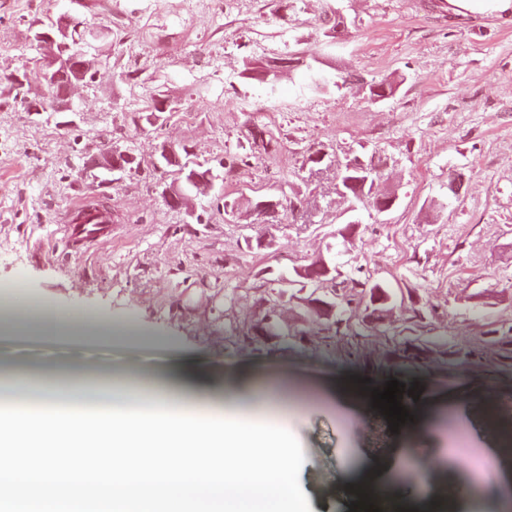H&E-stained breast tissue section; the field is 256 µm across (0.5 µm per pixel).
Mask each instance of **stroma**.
Masks as SVG:
<instances>
[{"label":"stroma","mask_w":512,"mask_h":512,"mask_svg":"<svg viewBox=\"0 0 512 512\" xmlns=\"http://www.w3.org/2000/svg\"><path fill=\"white\" fill-rule=\"evenodd\" d=\"M337 10L339 28L328 21ZM61 15L87 42L95 78L73 111L31 112L8 79L41 55L33 23ZM288 57L298 67L274 83L246 74ZM311 64L398 90L377 103L352 85L313 90ZM158 96L170 108L150 113ZM166 145L213 173L190 210L162 198ZM110 150L133 153L140 169L118 180L94 169ZM317 151L374 157L396 208L361 209L339 238L344 207L334 171L309 160ZM89 196L111 210L112 239L79 255L59 219ZM252 196L302 209L278 224L246 208L225 220V201ZM38 240L45 255L33 261ZM330 246L337 294L383 283L386 317L370 324L363 306L344 305L327 320L309 311L308 291L283 288L282 275ZM18 294L88 313L64 333L0 327V360L35 370L74 367L92 348L162 381L192 360L216 383L299 372L365 393L417 385L419 398L401 404L438 430L411 443L376 425L372 407L348 421L316 405L289 425L301 512H350L364 495L341 475H389L410 445L444 457L460 430L470 447H498L484 420L492 401L512 411V31H463L412 0H0V299ZM261 321L290 340L249 338ZM104 324L139 340L97 344Z\"/></svg>","instance_id":"obj_1"}]
</instances>
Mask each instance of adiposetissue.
I'll use <instances>...</instances> for the list:
<instances>
[{"mask_svg": "<svg viewBox=\"0 0 512 512\" xmlns=\"http://www.w3.org/2000/svg\"><path fill=\"white\" fill-rule=\"evenodd\" d=\"M41 403L0 406V438L27 434L36 463L0 467V490L13 493L7 512H85L68 493L91 485L105 503L131 502L135 512H297L299 475L287 465L292 406L287 387L224 394L203 406L183 388L140 377L95 388L81 375L57 380L24 376ZM139 398L144 412L112 408V400ZM53 488V496L42 493Z\"/></svg>", "mask_w": 512, "mask_h": 512, "instance_id": "ef3b65f1", "label": "adipose tissue"}]
</instances>
